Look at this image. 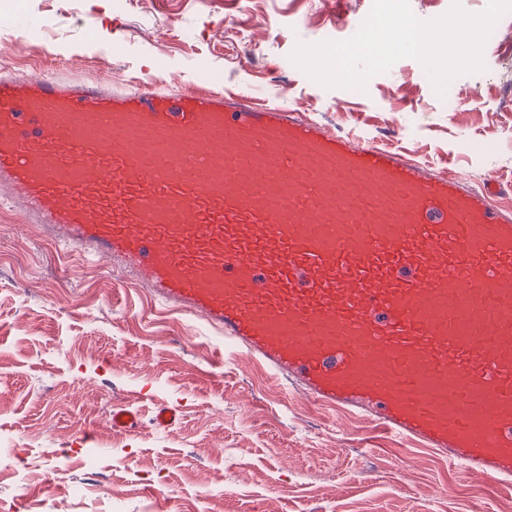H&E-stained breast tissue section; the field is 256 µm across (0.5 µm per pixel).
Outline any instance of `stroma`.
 Masks as SVG:
<instances>
[{
  "mask_svg": "<svg viewBox=\"0 0 512 512\" xmlns=\"http://www.w3.org/2000/svg\"><path fill=\"white\" fill-rule=\"evenodd\" d=\"M374 0H20L42 29L0 16V67L116 85L230 89L412 155L512 197V12L485 71L437 95L403 58L366 91L326 89L297 42L356 34ZM177 408L173 433L113 409ZM0 438L29 462L20 512H499L512 488L450 467L364 420L321 408L146 286L52 240L0 205ZM245 466H237L238 453Z\"/></svg>",
  "mask_w": 512,
  "mask_h": 512,
  "instance_id": "35a3bbf8",
  "label": "stroma"
}]
</instances>
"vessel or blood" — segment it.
Instances as JSON below:
<instances>
[{"label":"vessel or blood","instance_id":"obj_1","mask_svg":"<svg viewBox=\"0 0 512 512\" xmlns=\"http://www.w3.org/2000/svg\"><path fill=\"white\" fill-rule=\"evenodd\" d=\"M286 391L512 486V207L244 92L0 75V189ZM178 409L153 425L173 432Z\"/></svg>","mask_w":512,"mask_h":512}]
</instances>
